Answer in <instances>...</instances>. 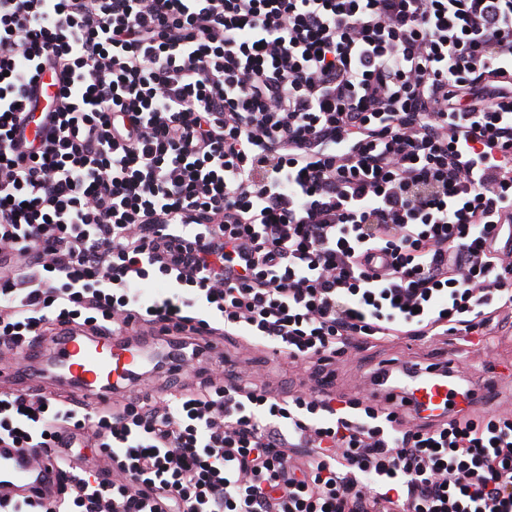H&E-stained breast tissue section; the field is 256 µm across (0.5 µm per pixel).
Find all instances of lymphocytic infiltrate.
I'll return each instance as SVG.
<instances>
[{"mask_svg": "<svg viewBox=\"0 0 512 512\" xmlns=\"http://www.w3.org/2000/svg\"><path fill=\"white\" fill-rule=\"evenodd\" d=\"M511 308L512 0H0V351L159 325L318 383L228 360L81 420L1 394L0 443L54 459L58 495L0 512H512L511 418L328 388L369 343ZM220 343L232 361L238 362L243 369L258 373L257 383L264 380L270 389L280 393L279 396L312 392L308 385V379L312 378L310 373L291 363L283 355L273 353L272 349L263 346L249 347L238 336H223ZM70 452L79 460L82 467L88 469H107L109 467V460L99 453L97 448H70Z\"/></svg>", "mask_w": 512, "mask_h": 512, "instance_id": "obj_1", "label": "lymphocytic infiltrate"}]
</instances>
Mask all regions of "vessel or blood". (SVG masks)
I'll return each instance as SVG.
<instances>
[{"label":"vessel or blood","instance_id":"obj_1","mask_svg":"<svg viewBox=\"0 0 512 512\" xmlns=\"http://www.w3.org/2000/svg\"><path fill=\"white\" fill-rule=\"evenodd\" d=\"M158 348L174 355L180 344L164 334L146 344L124 335L98 337L74 331L59 336L50 350H27L25 358L53 368L54 380L70 393L99 403L124 392L127 383L147 374V365ZM455 387L446 362L412 371L389 362L383 365L379 378L370 379L366 395L382 403L394 402L406 414H424L434 420L442 415L443 403ZM54 483L51 461L37 463L29 449L0 446V496L20 494L39 500L53 490Z\"/></svg>","mask_w":512,"mask_h":512}]
</instances>
